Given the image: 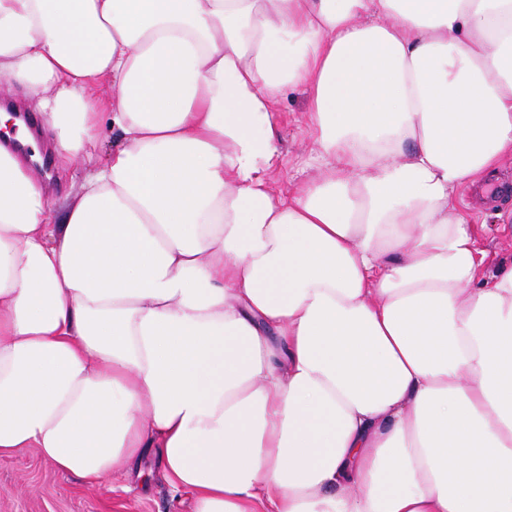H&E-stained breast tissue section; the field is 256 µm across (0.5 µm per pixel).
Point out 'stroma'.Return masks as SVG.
Returning a JSON list of instances; mask_svg holds the SVG:
<instances>
[{"label":"stroma","instance_id":"obj_1","mask_svg":"<svg viewBox=\"0 0 512 512\" xmlns=\"http://www.w3.org/2000/svg\"><path fill=\"white\" fill-rule=\"evenodd\" d=\"M311 110L307 92L291 93L283 104L280 164L273 175L288 190L312 147L306 125ZM458 205L475 228L486 253L485 269L494 273L512 267V232L495 222L493 209L478 196L464 193ZM186 495L172 492L163 479L157 456L145 451L129 471L108 477L97 487L58 471L35 449L0 458V512H189Z\"/></svg>","mask_w":512,"mask_h":512}]
</instances>
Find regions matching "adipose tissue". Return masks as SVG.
<instances>
[{
	"instance_id": "ef3b65f1",
	"label": "adipose tissue",
	"mask_w": 512,
	"mask_h": 512,
	"mask_svg": "<svg viewBox=\"0 0 512 512\" xmlns=\"http://www.w3.org/2000/svg\"><path fill=\"white\" fill-rule=\"evenodd\" d=\"M0 76L87 165L59 218L0 143V457L153 449L191 512H512V270L455 205L512 156V0H0ZM310 110L309 95L302 90L291 93L283 104L280 164L273 178L284 192H288L292 177L298 168L304 166L312 147L306 125V113Z\"/></svg>"
}]
</instances>
